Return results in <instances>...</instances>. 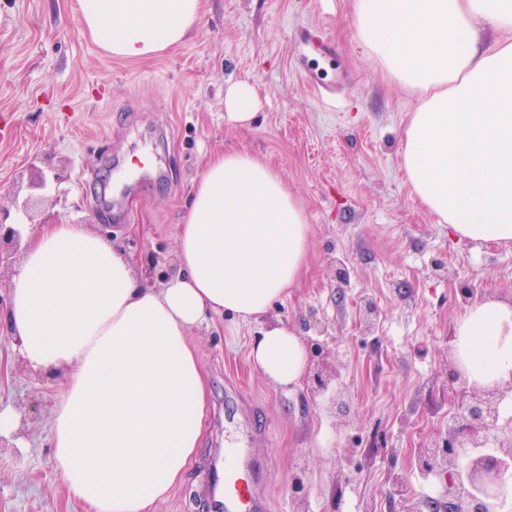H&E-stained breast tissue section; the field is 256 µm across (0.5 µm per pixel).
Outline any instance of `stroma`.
Instances as JSON below:
<instances>
[{
    "label": "stroma",
    "mask_w": 512,
    "mask_h": 512,
    "mask_svg": "<svg viewBox=\"0 0 512 512\" xmlns=\"http://www.w3.org/2000/svg\"><path fill=\"white\" fill-rule=\"evenodd\" d=\"M355 0H201L183 44L144 59L105 51L80 0H0V211L85 225L142 264L156 286L176 276L191 184L216 152L264 158L306 211L300 279L262 319L214 316L191 341L208 400L200 448L157 512H214L205 487L224 445L225 391L236 383L266 421L253 446L267 466L268 512H429L447 497L417 451L448 435L451 338L463 289L512 300V244L449 234L412 196L403 137L417 93L354 36ZM254 86L246 125L224 117V91ZM150 162L126 193L111 173ZM51 162V203L21 218L13 186ZM373 302L364 328L360 311ZM271 324L323 347L299 384L269 383L249 360ZM57 377L32 373L0 331V408L19 422L0 450V512H85L53 465Z\"/></svg>",
    "instance_id": "obj_1"
}]
</instances>
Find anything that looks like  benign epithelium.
<instances>
[{
	"mask_svg": "<svg viewBox=\"0 0 512 512\" xmlns=\"http://www.w3.org/2000/svg\"><path fill=\"white\" fill-rule=\"evenodd\" d=\"M47 180L43 173L31 174L26 184H18L14 198H23L20 210L29 213L48 202ZM22 234L0 221V264L4 255L19 252ZM450 383L457 386V413L448 424V437L420 449L418 461L425 471L444 475L448 500L432 502L429 508L445 512H498L504 500V482L512 472V444L498 436L499 404L504 392L512 393V382L479 386L469 381L458 365Z\"/></svg>",
	"mask_w": 512,
	"mask_h": 512,
	"instance_id": "obj_1",
	"label": "benign epithelium"
}]
</instances>
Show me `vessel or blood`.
<instances>
[{
	"label": "vessel or blood",
	"mask_w": 512,
	"mask_h": 512,
	"mask_svg": "<svg viewBox=\"0 0 512 512\" xmlns=\"http://www.w3.org/2000/svg\"><path fill=\"white\" fill-rule=\"evenodd\" d=\"M229 419L250 423L251 442L262 440L265 427L259 420H248L245 409L236 403L226 405ZM216 512H268L263 470L246 449L237 448L224 457V493L214 501Z\"/></svg>",
	"instance_id": "vessel-or-blood-1"
}]
</instances>
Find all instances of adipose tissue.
<instances>
[{
  "label": "adipose tissue",
  "instance_id": "1",
  "mask_svg": "<svg viewBox=\"0 0 512 512\" xmlns=\"http://www.w3.org/2000/svg\"><path fill=\"white\" fill-rule=\"evenodd\" d=\"M86 31L115 56L185 42L200 0H81ZM355 33L421 96L403 170L417 201L453 234L512 242V0H355ZM0 327L34 372L59 377L55 469L87 512H153L182 483L202 434L207 384L190 344L209 315L257 319L300 277L305 211L258 156L212 154L179 225L184 269L157 287L134 257L82 224L25 235ZM454 351L479 385L512 380V303H472ZM255 368L281 387L308 362L283 325L262 331Z\"/></svg>",
  "mask_w": 512,
  "mask_h": 512
}]
</instances>
